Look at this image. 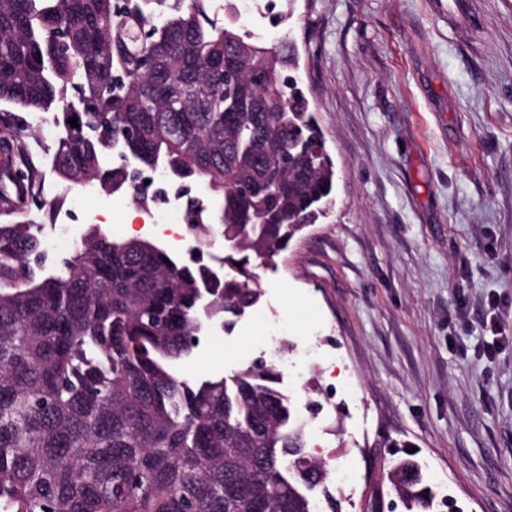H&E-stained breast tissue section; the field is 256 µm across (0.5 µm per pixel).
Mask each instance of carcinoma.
<instances>
[{"mask_svg":"<svg viewBox=\"0 0 512 512\" xmlns=\"http://www.w3.org/2000/svg\"><path fill=\"white\" fill-rule=\"evenodd\" d=\"M209 0H0V203L33 196L22 112L61 128L54 172L141 204L139 171L206 183L198 257L89 225L57 264L37 224H0V512H339L276 366L188 379L174 363L261 300L257 270L336 206L335 163L296 85L299 53ZM75 117L83 132L67 120ZM107 153L125 163L101 165ZM224 237L220 271L205 261ZM392 461L408 512L437 493Z\"/></svg>","mask_w":512,"mask_h":512,"instance_id":"carcinoma-1","label":"carcinoma"}]
</instances>
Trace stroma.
I'll return each instance as SVG.
<instances>
[{
  "label": "stroma",
  "mask_w": 512,
  "mask_h": 512,
  "mask_svg": "<svg viewBox=\"0 0 512 512\" xmlns=\"http://www.w3.org/2000/svg\"><path fill=\"white\" fill-rule=\"evenodd\" d=\"M274 27L253 0L244 31L291 35L297 71L336 163V209L260 270L263 297L232 331L179 362L186 378L276 363L297 406L336 396L310 441L355 474L341 512H369L390 461L414 458L458 512H512V0H295ZM57 129L26 139L40 203L0 207V224L76 214L177 253L163 218L53 172ZM136 211L127 225L128 211ZM277 320L295 354L267 343Z\"/></svg>",
  "instance_id": "stroma-1"
}]
</instances>
